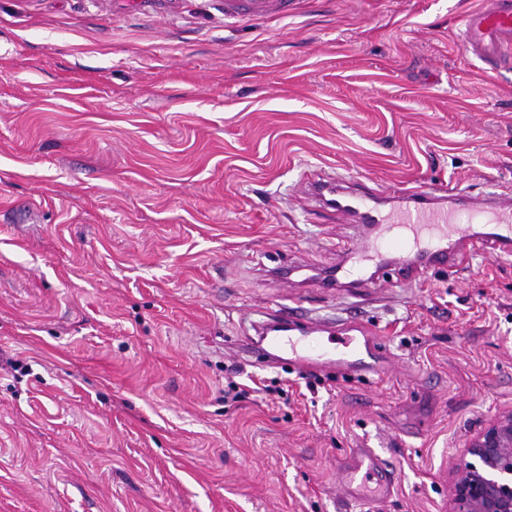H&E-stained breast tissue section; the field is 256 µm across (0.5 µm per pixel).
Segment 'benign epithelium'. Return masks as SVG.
<instances>
[{"label":"benign epithelium","mask_w":512,"mask_h":512,"mask_svg":"<svg viewBox=\"0 0 512 512\" xmlns=\"http://www.w3.org/2000/svg\"><path fill=\"white\" fill-rule=\"evenodd\" d=\"M453 473L450 512H512V413L476 433Z\"/></svg>","instance_id":"7a95c632"}]
</instances>
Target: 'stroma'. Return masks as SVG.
Returning a JSON list of instances; mask_svg holds the SVG:
<instances>
[{
    "label": "stroma",
    "instance_id": "1",
    "mask_svg": "<svg viewBox=\"0 0 512 512\" xmlns=\"http://www.w3.org/2000/svg\"><path fill=\"white\" fill-rule=\"evenodd\" d=\"M483 2L0 0V512H341L362 447L399 474L380 512H448L512 413V256L324 292L356 232L299 184L512 191V68L459 36ZM296 303L356 314L391 372L237 350ZM286 0H225L227 10L234 11L241 5H246L253 13L259 15L271 14L278 11Z\"/></svg>",
    "mask_w": 512,
    "mask_h": 512
}]
</instances>
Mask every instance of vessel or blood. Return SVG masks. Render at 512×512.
Wrapping results in <instances>:
<instances>
[{
  "instance_id": "1",
  "label": "vessel or blood",
  "mask_w": 512,
  "mask_h": 512,
  "mask_svg": "<svg viewBox=\"0 0 512 512\" xmlns=\"http://www.w3.org/2000/svg\"><path fill=\"white\" fill-rule=\"evenodd\" d=\"M284 0H225L227 10L247 6L271 14ZM465 50L489 70L512 63V0H486L469 12L461 32ZM315 205L335 212L339 221L361 226L353 263L331 268L322 288L358 290L375 283L381 270L409 284L430 270H453L472 253H512V194L463 195L447 190H408L392 194L352 188L314 175L304 180ZM241 351L265 366L300 372L383 376L392 367L386 347L363 323H343L313 315L300 306L266 313L256 336L239 342ZM347 502H376L393 495L398 474L374 448L349 449L336 467Z\"/></svg>"
}]
</instances>
